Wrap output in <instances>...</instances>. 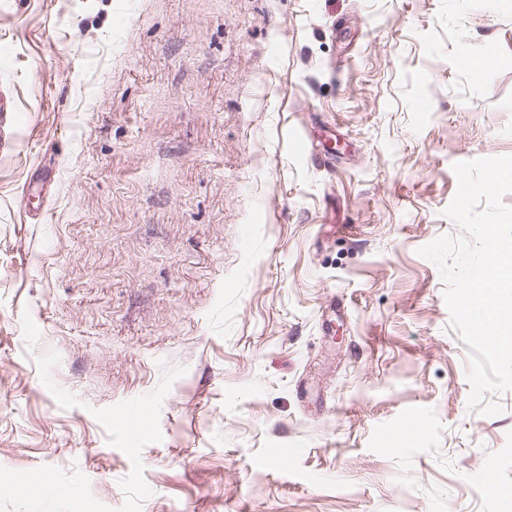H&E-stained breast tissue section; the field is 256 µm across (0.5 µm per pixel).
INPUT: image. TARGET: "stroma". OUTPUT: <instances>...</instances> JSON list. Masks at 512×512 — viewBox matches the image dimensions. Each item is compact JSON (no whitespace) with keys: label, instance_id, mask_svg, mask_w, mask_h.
Wrapping results in <instances>:
<instances>
[{"label":"stroma","instance_id":"obj_1","mask_svg":"<svg viewBox=\"0 0 512 512\" xmlns=\"http://www.w3.org/2000/svg\"><path fill=\"white\" fill-rule=\"evenodd\" d=\"M0 101V512H512L418 253L512 0H0Z\"/></svg>","mask_w":512,"mask_h":512}]
</instances>
